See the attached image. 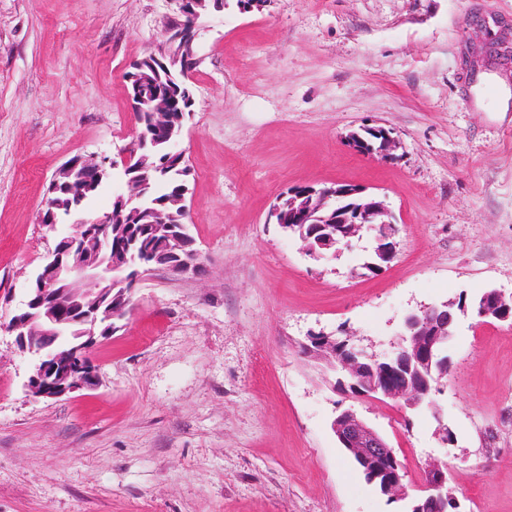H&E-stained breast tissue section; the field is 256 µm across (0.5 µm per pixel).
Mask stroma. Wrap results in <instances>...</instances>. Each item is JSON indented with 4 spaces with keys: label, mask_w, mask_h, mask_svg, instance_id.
I'll use <instances>...</instances> for the list:
<instances>
[{
    "label": "stroma",
    "mask_w": 512,
    "mask_h": 512,
    "mask_svg": "<svg viewBox=\"0 0 512 512\" xmlns=\"http://www.w3.org/2000/svg\"><path fill=\"white\" fill-rule=\"evenodd\" d=\"M171 0H0V317L68 234L40 224L54 170L117 156L134 128L126 73L163 49ZM488 28L474 24L475 17ZM512 0H263L200 30L186 218L203 276L134 286L95 347L94 389L42 400L0 335V512H403L339 444L350 410L416 482L446 463L463 512H512V324L456 316L449 370L411 409L341 390L309 336L378 357L406 315L494 288L512 293ZM389 129L393 159L345 137ZM358 183L399 221L396 255L364 275L371 234L309 257L267 216L294 186ZM452 441H444L439 426Z\"/></svg>",
    "instance_id": "stroma-1"
}]
</instances>
